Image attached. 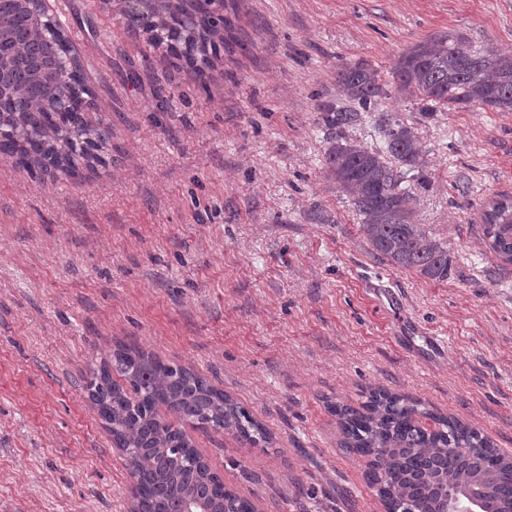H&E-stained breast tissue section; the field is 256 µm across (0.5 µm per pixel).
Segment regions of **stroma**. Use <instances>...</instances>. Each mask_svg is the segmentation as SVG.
I'll list each match as a JSON object with an SVG mask.
<instances>
[{
	"label": "stroma",
	"instance_id": "stroma-1",
	"mask_svg": "<svg viewBox=\"0 0 512 512\" xmlns=\"http://www.w3.org/2000/svg\"><path fill=\"white\" fill-rule=\"evenodd\" d=\"M76 37L105 164L32 176L0 160V512H128L125 457L83 389L121 344L208 377L272 437H190L262 512H382L331 404L383 389L512 448V265L481 208L512 197V112L424 117L391 72L451 34L512 54V0H236L242 50L206 75L150 50L105 0H55ZM385 94L351 125L341 67ZM411 128L400 169L416 223L447 248L435 281L363 236L329 175L337 139L381 150Z\"/></svg>",
	"mask_w": 512,
	"mask_h": 512
}]
</instances>
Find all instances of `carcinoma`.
<instances>
[{
  "label": "carcinoma",
  "mask_w": 512,
  "mask_h": 512,
  "mask_svg": "<svg viewBox=\"0 0 512 512\" xmlns=\"http://www.w3.org/2000/svg\"><path fill=\"white\" fill-rule=\"evenodd\" d=\"M113 7L130 30L144 33L150 45L166 47L201 74L240 45L231 20L196 0H152L138 15L124 8V0H113ZM21 15L27 42L0 43V70L10 72L0 81V127L16 133L0 140V158L30 171L53 168L67 174L104 163L110 130L103 120L94 123L84 116L86 81L80 61L68 55L65 42H42L41 27L24 0H15L11 12L0 15V32L13 30ZM392 78L400 92L422 102L427 115L475 105L512 112V55L478 49L461 36L413 45L396 60ZM336 82L355 108L320 105L318 111L329 124L354 121L358 110L370 108L385 94L377 70L364 63L340 69ZM65 88L75 109L58 118L51 105ZM327 157L337 187L353 198L372 250L397 267L432 280L448 279V250L414 223L412 191L401 187L397 171L424 165L412 130L400 123L389 126L382 152L338 140ZM481 231L489 252L512 264V197L484 206ZM114 373L124 384L114 381ZM85 387L117 447L128 450L142 512H188L198 503L250 512L251 502L224 486L182 430L189 425L232 432L252 443L269 442L265 428L246 408L193 370L136 348L120 349L111 361L90 371ZM330 411L339 421L345 447L362 456L382 457V467L368 472L366 479L396 512H431L440 490L436 476L444 475L449 486L468 476L462 456L467 450L494 477L498 498H512V456L455 419L434 415L436 429L424 430L417 424L424 414L417 404L381 390L372 392L359 409L334 404Z\"/></svg>",
  "instance_id": "cac0c4a2"
}]
</instances>
